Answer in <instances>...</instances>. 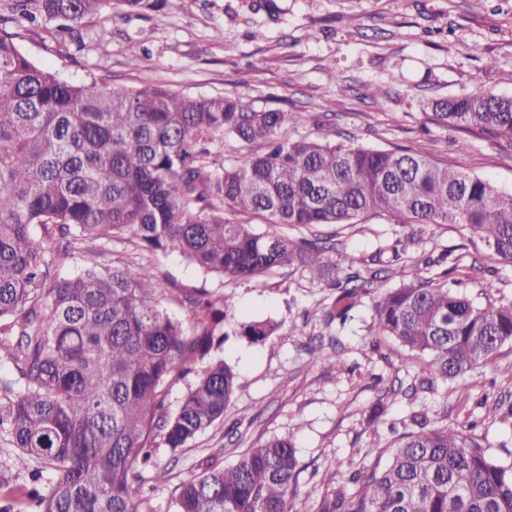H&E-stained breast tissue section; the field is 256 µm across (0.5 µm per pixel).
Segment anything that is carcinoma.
Here are the masks:
<instances>
[{
	"mask_svg": "<svg viewBox=\"0 0 512 512\" xmlns=\"http://www.w3.org/2000/svg\"><path fill=\"white\" fill-rule=\"evenodd\" d=\"M160 0H0V438L33 464L0 467V512H140L132 489L157 449L175 455L224 420L237 373L216 356L229 299L181 292L190 322L161 306L150 265L132 275L97 262L62 276L68 258L114 240L142 254L176 251L206 274L249 281L298 265L336 290L307 312L329 328L381 274L413 268L374 305L373 332L424 362L411 397L491 362L512 342V303L480 302L450 275L467 254L409 253L407 242L350 271L335 244L294 239L312 228L385 218L400 227L459 224L512 263V193L448 163L404 150L279 138L300 112L256 110L230 96L189 97L147 84H74L21 48L18 18L56 23L59 47L80 49L83 23ZM146 55L130 39L128 63ZM432 120L512 147V98L476 92L433 103ZM256 147L224 164L223 147ZM236 215L266 219L258 232ZM276 326L242 325L264 340ZM207 363L202 373L197 368ZM194 375L178 407L168 387ZM380 471L354 472L348 493L321 512H512V451L409 415ZM300 473L290 437L249 448L231 467H208L174 491L175 512H291Z\"/></svg>",
	"mask_w": 512,
	"mask_h": 512,
	"instance_id": "carcinoma-1",
	"label": "carcinoma"
}]
</instances>
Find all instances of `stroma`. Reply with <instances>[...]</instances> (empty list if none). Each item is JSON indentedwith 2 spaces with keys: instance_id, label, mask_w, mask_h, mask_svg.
I'll return each mask as SVG.
<instances>
[{
  "instance_id": "stroma-1",
  "label": "stroma",
  "mask_w": 512,
  "mask_h": 512,
  "mask_svg": "<svg viewBox=\"0 0 512 512\" xmlns=\"http://www.w3.org/2000/svg\"><path fill=\"white\" fill-rule=\"evenodd\" d=\"M86 47L64 58L48 30L26 33L23 50L67 81L96 78L115 88L160 84L190 97L227 95L255 109L287 107L308 113L301 134L377 148H410L457 170L490 180L512 192V149L473 138L460 149L462 132L429 119L433 101L478 91L512 97V0H167L150 17L114 10L87 23ZM146 40L149 55L139 67L127 63V37ZM381 91L373 103L372 91ZM418 251L440 255L459 248L480 268L456 272L465 292L478 297L481 268L496 269L503 288L495 301H512V263L490 257L461 226H421ZM376 218L359 224L319 227L338 250L365 272L376 247L410 236ZM160 299L180 319L189 308L170 296V284L204 288L230 299L222 356L239 376L223 421L198 436L178 456L158 449L156 462L168 471L155 486L145 471L134 495L141 512H174L172 495L201 472L213 449L219 463L233 464L241 452L273 437L293 436L300 474L293 512H318L325 494L343 488L352 471L370 466V448L389 447L391 426H403L412 408L428 412L437 425L467 430L491 455L512 451V423L488 416L483 397L512 402V343L503 345L480 371L477 385L437 384L417 402L394 394L420 372L421 360L386 338H373V305L395 279L378 280L345 325L306 321L313 307L328 303L330 290L289 266L240 282L206 274L175 252L151 258ZM268 321L267 339L240 336L242 324ZM338 345H331L330 337ZM341 350L342 360L329 355ZM387 411L370 417L377 401Z\"/></svg>"
}]
</instances>
